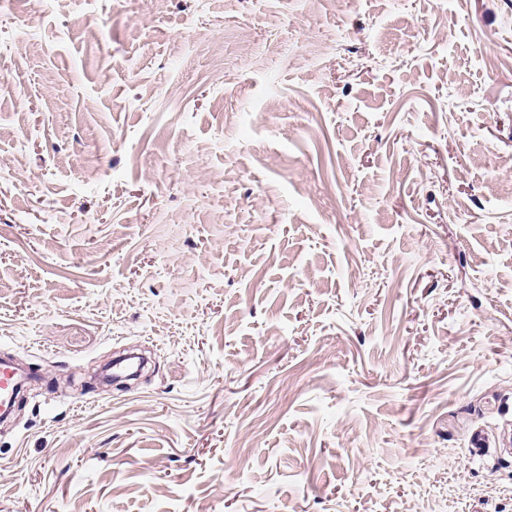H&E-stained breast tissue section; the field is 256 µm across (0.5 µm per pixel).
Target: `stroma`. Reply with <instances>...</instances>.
Returning <instances> with one entry per match:
<instances>
[{"label":"stroma","mask_w":512,"mask_h":512,"mask_svg":"<svg viewBox=\"0 0 512 512\" xmlns=\"http://www.w3.org/2000/svg\"><path fill=\"white\" fill-rule=\"evenodd\" d=\"M4 354L0 512H512V0H0Z\"/></svg>","instance_id":"stroma-1"}]
</instances>
